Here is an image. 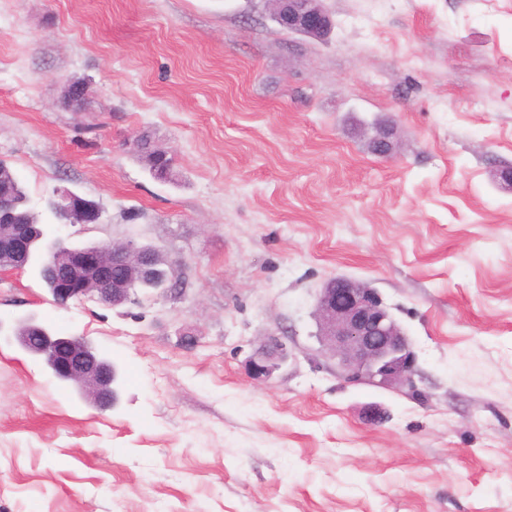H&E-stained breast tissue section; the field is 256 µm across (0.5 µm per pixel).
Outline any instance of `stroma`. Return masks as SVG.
I'll return each mask as SVG.
<instances>
[{
    "label": "stroma",
    "mask_w": 512,
    "mask_h": 512,
    "mask_svg": "<svg viewBox=\"0 0 512 512\" xmlns=\"http://www.w3.org/2000/svg\"><path fill=\"white\" fill-rule=\"evenodd\" d=\"M324 6L317 40L266 0H0V160L43 221L58 187L100 204L70 242L151 247L181 287L61 309L0 271L1 322L122 370L101 411L0 340V512H512V0ZM387 120L379 157L358 124ZM336 275L404 326L416 390L347 382L323 349ZM272 336L288 360L259 383ZM90 92V85L81 79H70L65 82L63 100L68 102V108L73 112H80ZM287 360L288 351L285 344L278 338H272L250 356L248 371L252 379L267 382Z\"/></svg>",
    "instance_id": "1"
}]
</instances>
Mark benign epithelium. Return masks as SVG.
I'll return each instance as SVG.
<instances>
[{
    "mask_svg": "<svg viewBox=\"0 0 512 512\" xmlns=\"http://www.w3.org/2000/svg\"><path fill=\"white\" fill-rule=\"evenodd\" d=\"M322 0H272L288 30L315 39L329 35L333 20ZM90 92L88 82H65L63 100L80 112ZM371 150L379 156L393 152L397 128L378 123L363 131ZM50 204L62 226L98 224L101 209L78 193L58 188ZM11 206L0 203V268H30L52 295L54 304L94 296L113 307L132 301L135 286L148 285L174 291L167 272L153 263L142 246L132 242L74 246L58 236L44 241V230L35 224H15ZM123 275L112 277L113 266ZM317 336L336 359L346 380L370 382L382 388L413 384L418 357L403 326L379 292L345 276L327 280L316 297ZM15 340L19 349L41 362L49 375L79 397H89L96 408L107 411L117 405L120 373L84 336L62 334L31 315L7 327L0 322V336ZM288 360L285 344L272 338L248 359L252 379L266 382Z\"/></svg>",
    "mask_w": 512,
    "mask_h": 512,
    "instance_id": "benign-epithelium-1",
    "label": "benign epithelium"
}]
</instances>
